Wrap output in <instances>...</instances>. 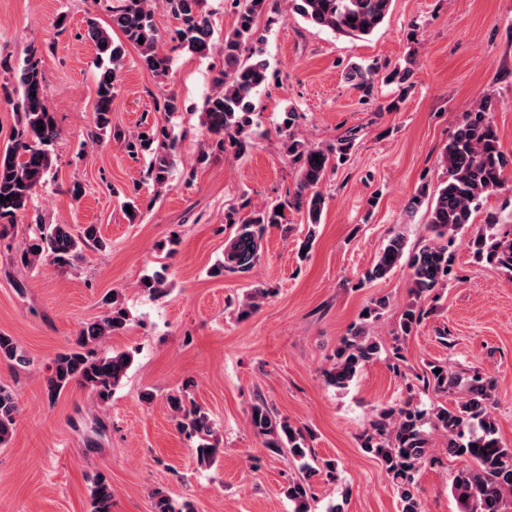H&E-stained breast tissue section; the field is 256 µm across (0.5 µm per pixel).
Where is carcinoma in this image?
Wrapping results in <instances>:
<instances>
[{"label": "carcinoma", "mask_w": 512, "mask_h": 512, "mask_svg": "<svg viewBox=\"0 0 512 512\" xmlns=\"http://www.w3.org/2000/svg\"><path fill=\"white\" fill-rule=\"evenodd\" d=\"M269 0H232L237 22L234 30L224 35L221 47L222 63L213 78L214 91L205 101L201 124L208 136V150L201 153L204 164L216 154L242 157L252 148L250 127L254 125L253 98L269 78V63L260 47L252 48L247 59L243 51L254 38L256 17ZM393 0H294L297 14L308 22L328 28L338 34L362 37L372 34L389 15ZM166 8L181 22L173 40L189 51L205 56L213 47L214 34L209 18L202 11V0H164ZM112 27L123 35V41L114 42L109 31L90 18L87 35L96 51V65L100 70L97 98L93 111L91 137L100 136L112 128V99L119 81V66L126 45L139 50L140 66L156 78L166 76L170 58L159 48L160 36L153 22L149 0H113L110 6ZM378 70L351 65L346 80L363 92H370ZM13 77L18 84L16 111L20 114V128L9 146L0 150V239L11 235L13 220L27 214L38 185L45 181L54 166L52 146L59 136L54 113L47 104L45 74L32 52L24 58ZM497 101L487 96L470 111L462 114L458 125L445 146L443 159L446 179L436 190L428 192L422 185L411 196L407 212L414 214L427 205L428 224L432 240L411 254L408 261L411 291L417 299H427L437 289L448 285L453 277L452 252L449 247L470 223L484 198L497 191L504 183L505 171L512 166V156L501 149L492 112ZM298 113L290 108L280 130L285 152L297 169L298 181L288 203L269 205L242 213L230 210L224 214V223L235 227L234 235L224 246V259L217 261L209 271L212 277L224 273L246 276L258 263L261 240L267 227L286 226L285 214L276 208L288 205L300 210L307 219V231L298 239L297 253L310 251L321 223L326 197L320 187L327 173L343 163L357 139L355 130H349L336 143L326 146L310 145L298 138ZM44 126L39 130L38 126ZM113 138L123 142L127 155L137 159L150 158L148 175L157 188L167 187L174 166L176 146L166 136L153 129L141 130L125 136L115 130ZM319 159H314V156ZM104 247L99 228L87 224L78 229L70 224H36L15 255L16 262L32 266L47 261L59 268L74 267L84 258L86 249ZM476 259L491 264L512 277V225L501 224L490 215L468 240ZM406 241L401 233L393 234L364 278L375 281L396 270L405 254ZM140 287L154 297L167 294L165 274L156 272L149 283ZM269 295L265 288L254 287L237 304V316L245 319L256 313ZM112 308L100 319L87 323L79 330L73 343L57 353L48 366V395L55 397L74 384L91 390L98 401H108L113 391L126 376L131 363L127 352H100V344L108 337L125 330L129 321L127 310L110 298ZM388 298L373 299L360 316V326L344 337L336 347L330 368L324 370L325 382L344 389L363 367L376 360L380 347L368 336V326L382 317L388 307ZM429 310L414 304L401 315L398 335H410ZM0 361L28 366L33 360L8 335L0 334ZM440 373H435V370ZM422 387L434 392L457 393L451 407L437 405L421 409L408 399L380 410L365 434L364 451L377 458L391 484L397 489L401 512H421L417 494V475L434 461L428 428L441 430L447 436L446 453L461 458L469 465L453 478L451 494L461 512H508L512 505V449L503 445L491 408L495 401L494 380L475 373L465 376L448 364L429 362L423 373L416 375ZM187 388L167 395V403L174 413L178 430L194 443V452L201 464L215 463L220 452L221 439L210 412L195 402H186ZM19 405L14 390L0 384V446L6 445L15 429ZM249 423L260 437L263 446L273 454L288 453L299 462L305 473L285 489V495L294 504L293 512H310L312 499L309 477L317 472L308 458L311 449L301 429L288 418L279 415L258 394L250 406ZM91 512H112V484L103 476L94 477L90 487ZM153 512H195L188 501L176 502L161 492L154 493Z\"/></svg>", "instance_id": "obj_1"}]
</instances>
